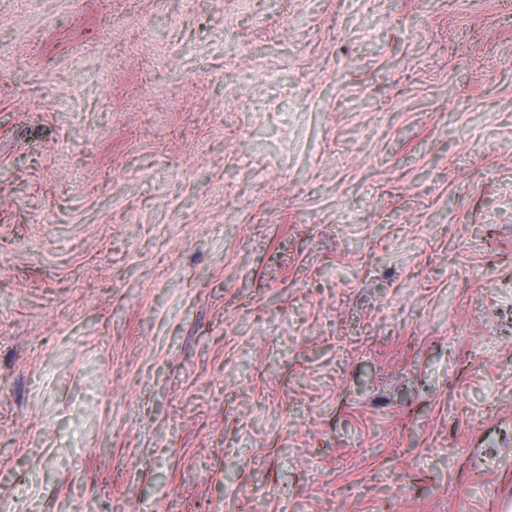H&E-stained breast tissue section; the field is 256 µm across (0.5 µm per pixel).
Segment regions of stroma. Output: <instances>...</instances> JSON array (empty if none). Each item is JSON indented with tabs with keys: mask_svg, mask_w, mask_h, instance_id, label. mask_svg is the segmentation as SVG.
Returning <instances> with one entry per match:
<instances>
[{
	"mask_svg": "<svg viewBox=\"0 0 512 512\" xmlns=\"http://www.w3.org/2000/svg\"><path fill=\"white\" fill-rule=\"evenodd\" d=\"M512 0H0V512H501Z\"/></svg>",
	"mask_w": 512,
	"mask_h": 512,
	"instance_id": "35a3bbf8",
	"label": "stroma"
}]
</instances>
